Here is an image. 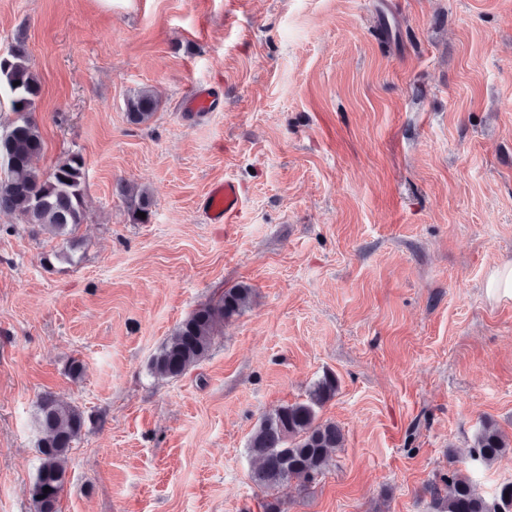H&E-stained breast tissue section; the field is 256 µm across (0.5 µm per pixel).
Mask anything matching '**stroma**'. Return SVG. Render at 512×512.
I'll return each mask as SVG.
<instances>
[{
	"label": "stroma",
	"mask_w": 512,
	"mask_h": 512,
	"mask_svg": "<svg viewBox=\"0 0 512 512\" xmlns=\"http://www.w3.org/2000/svg\"><path fill=\"white\" fill-rule=\"evenodd\" d=\"M24 40L49 173L85 161L75 262L0 214V512H34L35 404L84 411L59 512H263L249 437L305 401L344 444L285 512H434L459 470L493 498L512 454V0H0V56ZM210 88L211 112L184 110ZM160 100L129 124L125 100ZM244 192L206 223L213 182ZM122 181L146 187L133 222ZM252 302L176 379L150 361L198 306ZM85 370L71 377V359ZM159 108V100L152 90L141 88L130 94L125 101L126 119L133 125L148 124ZM486 292L496 300H512V260L495 265L486 281ZM472 448L474 461L491 465L512 453V437L506 435L496 423L485 422Z\"/></svg>",
	"instance_id": "1"
}]
</instances>
